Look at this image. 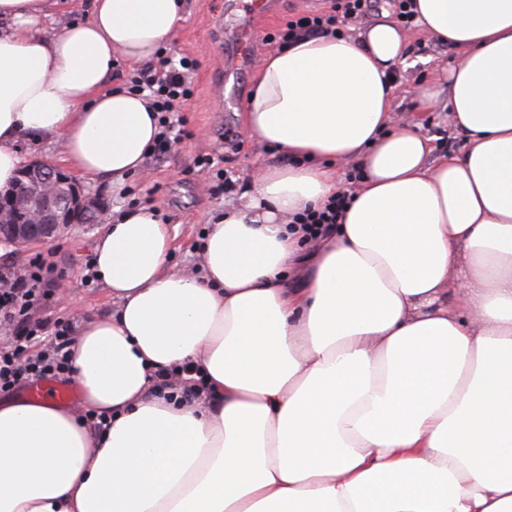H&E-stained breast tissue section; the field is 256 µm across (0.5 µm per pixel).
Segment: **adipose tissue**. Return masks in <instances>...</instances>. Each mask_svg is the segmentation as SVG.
<instances>
[{"mask_svg": "<svg viewBox=\"0 0 512 512\" xmlns=\"http://www.w3.org/2000/svg\"><path fill=\"white\" fill-rule=\"evenodd\" d=\"M422 29L464 48L415 90L465 136L432 160L394 118L406 38L393 20L265 56L249 133L285 157L210 225L203 265L166 268L146 208L113 209L93 268L118 306L73 346L84 410L0 402V512H512V0H412ZM0 0V191L27 141L60 138L74 172L121 192L151 155L146 97L112 60L152 58L184 0ZM363 180L300 287L294 214ZM193 365L205 397H156ZM60 3V13L56 20L68 23L85 18L90 11L92 0H66Z\"/></svg>", "mask_w": 512, "mask_h": 512, "instance_id": "ef3b65f1", "label": "adipose tissue"}]
</instances>
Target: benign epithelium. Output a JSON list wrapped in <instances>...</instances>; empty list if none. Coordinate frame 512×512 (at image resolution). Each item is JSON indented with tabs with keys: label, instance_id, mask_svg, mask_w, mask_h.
<instances>
[{
	"label": "benign epithelium",
	"instance_id": "obj_1",
	"mask_svg": "<svg viewBox=\"0 0 512 512\" xmlns=\"http://www.w3.org/2000/svg\"><path fill=\"white\" fill-rule=\"evenodd\" d=\"M18 191L0 195V244L23 249L52 243L73 224H101L106 207L85 194L56 166L31 159L19 174Z\"/></svg>",
	"mask_w": 512,
	"mask_h": 512
}]
</instances>
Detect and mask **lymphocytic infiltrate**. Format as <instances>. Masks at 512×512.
Instances as JSON below:
<instances>
[{"label":"lymphocytic infiltrate","mask_w":512,"mask_h":512,"mask_svg":"<svg viewBox=\"0 0 512 512\" xmlns=\"http://www.w3.org/2000/svg\"><path fill=\"white\" fill-rule=\"evenodd\" d=\"M323 10L288 20L281 32L266 35L269 45L286 46L303 36L336 32L339 25L364 14L368 0H326ZM195 60L158 55L130 79L132 91L146 95L160 128L157 154H165L181 138L179 117L193 95ZM54 263L37 255L28 265H0V392H10L37 379L67 381L75 338L69 322L47 316L55 285Z\"/></svg>","instance_id":"1"}]
</instances>
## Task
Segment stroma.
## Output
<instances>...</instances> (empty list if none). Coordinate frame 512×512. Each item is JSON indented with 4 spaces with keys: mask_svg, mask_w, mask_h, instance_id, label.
Listing matches in <instances>:
<instances>
[{
    "mask_svg": "<svg viewBox=\"0 0 512 512\" xmlns=\"http://www.w3.org/2000/svg\"><path fill=\"white\" fill-rule=\"evenodd\" d=\"M226 8V0H186V19L166 43L175 56H189L199 62L194 95L183 111L185 134L181 142L160 159H147L143 169L128 179L123 192H111L102 180H78L87 194L105 202L107 208L143 206L161 212L174 239L168 265L187 273L200 269L202 258L196 245L214 216L239 201L262 165L282 160L281 155L248 134L243 120L258 65L271 48L255 42L248 69L223 77L225 44L216 38L214 28ZM405 33L414 65L397 75L395 111L398 117L421 123L423 133L433 138L436 155L459 151L463 143L450 134L446 112L418 111L413 90L416 85L428 83L437 69L453 67L463 51L436 42L416 26L406 27ZM203 154L214 157L231 175L232 190L215 191V178L200 172L194 164ZM99 233V227L76 224L53 243L60 271L54 316L78 323L86 313L102 315L115 310V303L100 283L85 281V264L93 257Z\"/></svg>",
    "mask_w": 512,
    "mask_h": 512,
    "instance_id": "obj_1",
    "label": "stroma"
}]
</instances>
